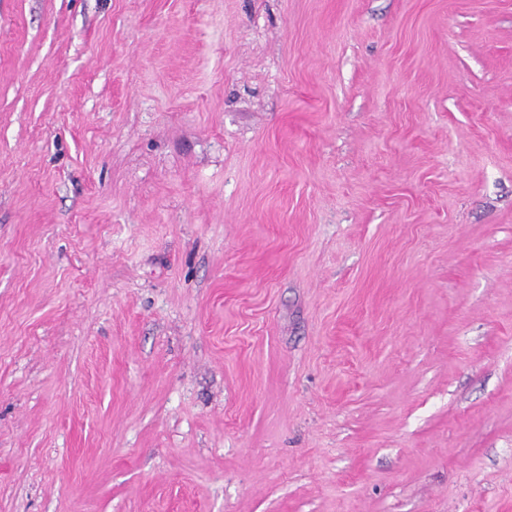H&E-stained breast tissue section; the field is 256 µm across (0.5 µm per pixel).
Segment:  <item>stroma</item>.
<instances>
[{
	"mask_svg": "<svg viewBox=\"0 0 512 512\" xmlns=\"http://www.w3.org/2000/svg\"><path fill=\"white\" fill-rule=\"evenodd\" d=\"M0 512H512V0H0Z\"/></svg>",
	"mask_w": 512,
	"mask_h": 512,
	"instance_id": "1",
	"label": "stroma"
}]
</instances>
